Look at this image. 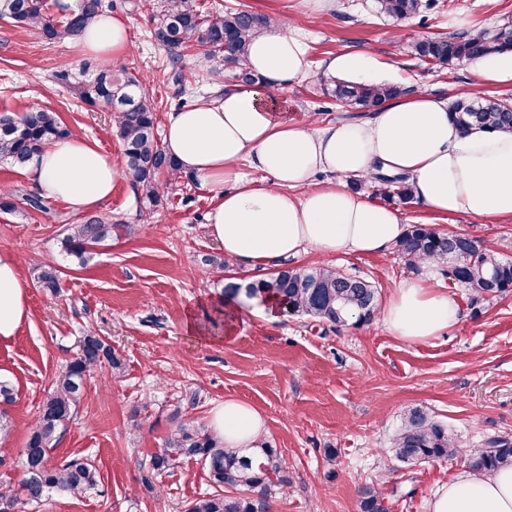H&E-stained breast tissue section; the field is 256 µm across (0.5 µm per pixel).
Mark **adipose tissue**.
<instances>
[{
  "label": "adipose tissue",
  "mask_w": 512,
  "mask_h": 512,
  "mask_svg": "<svg viewBox=\"0 0 512 512\" xmlns=\"http://www.w3.org/2000/svg\"><path fill=\"white\" fill-rule=\"evenodd\" d=\"M78 52L116 62L131 49L125 19L109 13L76 41ZM248 66L254 85L226 87L193 107L168 113L163 143L181 173L207 192L209 235L233 267L251 271L308 252L324 257L372 255L404 233L399 211L352 192L347 179L377 171L408 176L415 198L439 215L512 218V131H461L447 100L426 94L386 101L363 120L327 126L293 121L281 90L306 77V44L287 10L251 33ZM380 62L366 52L331 56L325 72L371 80ZM250 172H243L241 162ZM35 188L78 210L112 196L117 163L80 135L56 140L25 166ZM328 181L314 183L316 173ZM28 315L27 287L15 255L0 252V340L15 336ZM460 307L430 278L393 284L382 320L397 338L426 341L454 326ZM266 422L253 406L225 400L210 416L212 433L230 448H252ZM430 512H512V466L487 473L467 469L441 486Z\"/></svg>",
  "instance_id": "adipose-tissue-1"
}]
</instances>
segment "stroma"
Returning <instances> with one entry per match:
<instances>
[{
	"label": "stroma",
	"mask_w": 512,
	"mask_h": 512,
	"mask_svg": "<svg viewBox=\"0 0 512 512\" xmlns=\"http://www.w3.org/2000/svg\"><path fill=\"white\" fill-rule=\"evenodd\" d=\"M136 0H112L113 14L127 19L132 52L120 67L144 76L158 118L176 111L167 50L153 37L150 14ZM431 6L399 23L378 13L375 0H205L271 15L288 7L302 15L310 75L284 90L299 118L327 125L363 119L360 110L336 104L320 77L326 60L341 52L366 51L382 69L378 82L413 87L443 99L466 88L476 97L512 99L511 84H481L474 63L440 68L416 59L408 41L437 34L494 31L512 22V0H430ZM74 43H50L33 30L0 20V113L34 106L58 119L101 150L122 160L110 112L88 107L58 87L54 75L78 68ZM10 193L15 211L0 210V251L14 254L28 283V317L16 336L0 341V381L14 399L0 438V483L17 484L14 461L39 406L82 336L94 331L124 364L115 379H93L77 411L54 442V457L88 459L96 486L78 495L54 493L32 512H186L211 492L205 468L180 460L154 470L178 415L207 425L224 400L256 407L264 416V440L287 462L286 485L269 490L272 512H359L358 491L379 485L390 512H429L441 485L460 463L436 461L406 469L389 451L404 412L419 406L444 421L467 448L492 436L512 439V293L471 304L466 288L451 285L461 319L440 336L408 342L393 336L380 316L340 329L299 316L269 320L243 315L232 334L206 326L188 333L185 314L218 306L224 282L203 265L223 256L205 229L208 194L190 176L169 189L159 206L140 208L127 177H120L99 214L127 229L100 246L88 264L67 255L62 226L75 213L48 199L42 210L27 206L34 189L24 170L0 163V194ZM406 223L465 233L512 261V219L436 215L420 203L401 206ZM61 270V289L33 283L34 264ZM330 266L367 278L380 295L411 277L391 250L341 255Z\"/></svg>",
	"instance_id": "obj_1"
}]
</instances>
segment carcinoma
<instances>
[{"mask_svg": "<svg viewBox=\"0 0 512 512\" xmlns=\"http://www.w3.org/2000/svg\"><path fill=\"white\" fill-rule=\"evenodd\" d=\"M53 2L52 12L47 0H0V19L16 27L35 29L47 41L64 43L78 37L112 8L105 0H75L73 5H64L61 0ZM376 5L380 13L401 21L420 13L422 0H376ZM269 20V16L252 11H210L197 0H170L155 28V38L170 55L173 83L178 86L182 103H187L185 94L191 80L178 62L189 47L197 49L205 60L216 62L207 71L209 79L233 85L258 82L259 76L246 66L249 36ZM410 49L417 58L435 65L471 62L511 51L512 24L503 25L495 33L427 36L412 41ZM79 71V78L65 69L56 79L84 104L112 112L136 201L142 207L158 205L167 188L160 175L175 173L178 163L156 137V113L147 102L145 83L133 72L115 71L95 60L82 62ZM405 92L407 88L396 83L339 82L332 89L336 100L365 112ZM448 112L464 131L474 125L488 130H512V110L492 97L479 102L467 96L457 97ZM71 134L72 130L48 109L1 113L0 162L20 168L32 154ZM376 179L387 185L382 193L384 201L407 204L415 199L406 176L379 174ZM123 230L125 225L114 224L103 216L82 217L64 224V248L85 264L98 247ZM393 249L410 268L418 267L424 259L450 263L448 275L470 291L475 304L512 291V261L502 260L494 250L466 234L440 233L425 224H410ZM36 271L38 287L51 292L60 288L56 267L40 263ZM242 295L250 299L273 297L293 315H304L337 328L353 318L358 322L371 320L379 301L377 288L371 282L330 266H286L267 278L238 279L225 284L224 301ZM121 367L112 347L88 331L78 353L51 385L30 428L25 443L30 454H18L17 466L23 478L16 485L0 486V512H29L49 490L76 495L97 484L96 470L87 460H54L52 440L82 401L87 381L103 369L114 372ZM390 452L407 467L456 460L472 470L489 472L512 465L511 439L496 436L481 448L465 449L447 425L418 407L404 415L391 440ZM178 458L200 460L216 487V491L193 501L188 512H269L270 484L275 479L287 483L285 460L265 441L255 448H226L224 442L196 426L190 418L177 421L164 446L156 449L152 465L163 471ZM359 509L389 512L383 492L373 484L361 487Z\"/></svg>", "mask_w": 512, "mask_h": 512, "instance_id": "carcinoma-1", "label": "carcinoma"}]
</instances>
